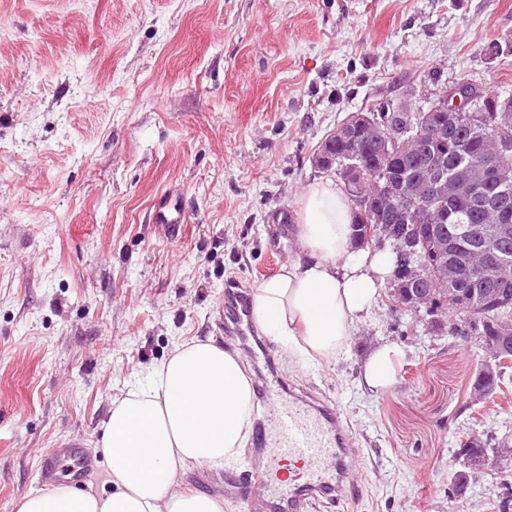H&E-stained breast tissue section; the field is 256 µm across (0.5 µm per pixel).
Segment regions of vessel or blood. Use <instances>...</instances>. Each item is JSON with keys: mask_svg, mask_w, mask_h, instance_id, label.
Here are the masks:
<instances>
[{"mask_svg": "<svg viewBox=\"0 0 512 512\" xmlns=\"http://www.w3.org/2000/svg\"><path fill=\"white\" fill-rule=\"evenodd\" d=\"M185 220L178 193L164 194L154 206L153 221L169 238H176ZM226 335L246 339L250 324L244 298L225 294ZM271 411L260 424L253 444L262 448L271 466L260 480L262 503L270 512H314L320 498L340 490L338 470L348 442L337 409L321 408L280 394L275 385L261 387Z\"/></svg>", "mask_w": 512, "mask_h": 512, "instance_id": "vessel-or-blood-1", "label": "vessel or blood"}]
</instances>
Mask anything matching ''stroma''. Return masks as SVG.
I'll return each mask as SVG.
<instances>
[{
    "label": "stroma",
    "mask_w": 512,
    "mask_h": 512,
    "mask_svg": "<svg viewBox=\"0 0 512 512\" xmlns=\"http://www.w3.org/2000/svg\"><path fill=\"white\" fill-rule=\"evenodd\" d=\"M470 83L512 95V0H0V512L42 491L40 462L80 448L109 472L112 404L183 343L224 335L226 284L255 289L296 248L314 156L349 114ZM168 189L185 223L152 222ZM402 353L382 394L368 351ZM297 392L338 406L356 494L317 512H498L512 457L452 498L460 435L512 439V367L471 403L484 353L380 297L319 363L268 342ZM246 457L192 466L181 488L223 497Z\"/></svg>",
    "instance_id": "stroma-1"
}]
</instances>
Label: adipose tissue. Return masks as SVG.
<instances>
[{
    "mask_svg": "<svg viewBox=\"0 0 512 512\" xmlns=\"http://www.w3.org/2000/svg\"><path fill=\"white\" fill-rule=\"evenodd\" d=\"M296 250L252 296L257 327L299 361L345 349L396 267L392 247L355 249L350 200L327 178L303 193ZM400 351L376 346L361 381L382 393L396 381ZM254 392L238 354L213 340L178 346L153 373L113 403L100 449L111 491L60 485L23 498L17 512H223L218 497L182 490L179 471L237 458L247 439Z\"/></svg>",
    "mask_w": 512,
    "mask_h": 512,
    "instance_id": "1",
    "label": "adipose tissue"
}]
</instances>
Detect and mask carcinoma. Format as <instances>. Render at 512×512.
I'll return each instance as SVG.
<instances>
[{
  "mask_svg": "<svg viewBox=\"0 0 512 512\" xmlns=\"http://www.w3.org/2000/svg\"><path fill=\"white\" fill-rule=\"evenodd\" d=\"M481 123L496 127L504 111H512V97L484 91L480 96ZM393 104L407 115L408 122H395L374 133L359 129L351 137L340 133L328 135L315 156L322 169H330L344 182L345 189L360 190L374 174L388 178L395 191H423L427 184L441 182L443 189L429 204L426 224L430 233L421 242L413 262L430 269L471 257L486 245L482 229L489 224H512V150L497 154L488 137L459 112H424L411 107L405 99H389L369 105L364 114L382 116L381 109ZM442 127L444 140L422 141L419 150L398 151L394 140L402 141L421 129ZM408 214L395 207L386 197L371 200L365 213L354 215L353 239L366 235L370 224L401 226ZM459 224L471 227L472 233L456 239ZM445 237L452 242L448 259H442L436 249V239ZM484 283L471 276L451 284L458 298L448 303V292H438L429 301L426 311L431 316H448L450 336H493L498 322L512 318V284L502 303H489Z\"/></svg>",
  "mask_w": 512,
  "mask_h": 512,
  "instance_id": "carcinoma-1",
  "label": "carcinoma"
}]
</instances>
